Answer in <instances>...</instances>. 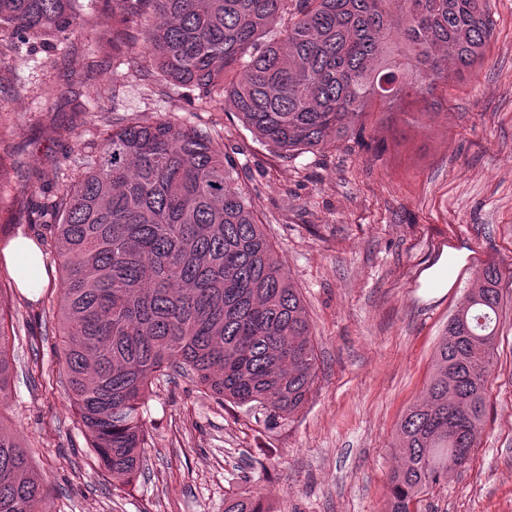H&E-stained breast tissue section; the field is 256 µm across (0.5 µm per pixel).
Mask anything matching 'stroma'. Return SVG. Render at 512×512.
Instances as JSON below:
<instances>
[{
	"label": "stroma",
	"instance_id": "stroma-1",
	"mask_svg": "<svg viewBox=\"0 0 512 512\" xmlns=\"http://www.w3.org/2000/svg\"><path fill=\"white\" fill-rule=\"evenodd\" d=\"M494 35L481 67L439 86L437 111L410 98L348 134L285 161L223 97L192 102L141 78L137 29L112 58L111 8L63 43L31 52L0 84V248L28 229L44 194L75 176L113 122L172 118L220 135L263 230L298 288L317 345L302 411L266 422L222 405L187 378L157 381L146 402L150 445L125 486L102 475L65 397L50 300L58 260L37 299L0 262L16 368L0 415L33 454L49 512H224L260 492L274 512H383L398 464L397 425L424 396L448 319L487 264L502 273L503 309L488 415L466 469L429 488L419 512H512V0H489ZM102 94L112 111L77 103ZM468 251L447 292L421 271L442 246Z\"/></svg>",
	"mask_w": 512,
	"mask_h": 512
}]
</instances>
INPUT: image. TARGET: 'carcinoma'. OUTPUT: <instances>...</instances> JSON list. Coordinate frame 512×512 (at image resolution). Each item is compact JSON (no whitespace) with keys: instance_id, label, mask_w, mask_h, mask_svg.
Segmentation results:
<instances>
[{"instance_id":"1","label":"carcinoma","mask_w":512,"mask_h":512,"mask_svg":"<svg viewBox=\"0 0 512 512\" xmlns=\"http://www.w3.org/2000/svg\"><path fill=\"white\" fill-rule=\"evenodd\" d=\"M112 47L139 20L159 83L221 93L283 160L345 135L373 108L431 95L483 62L488 0H122ZM80 0H0V38L21 56L82 24ZM36 241L61 258L65 393L99 468L141 471L155 380L179 373L269 422L298 413L317 376L298 289L262 230L219 137L128 121L91 146L74 183L41 207ZM502 275L486 266L448 321L424 400L398 424L402 467L386 512H412L469 462L487 413ZM0 316V400L13 380ZM0 512H47L45 478L0 420ZM224 512H274L258 494Z\"/></svg>"}]
</instances>
